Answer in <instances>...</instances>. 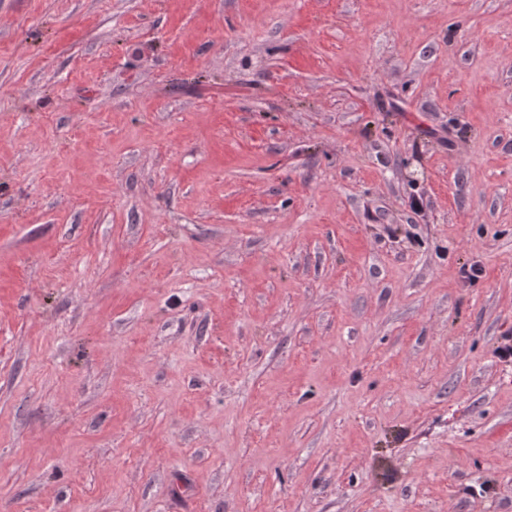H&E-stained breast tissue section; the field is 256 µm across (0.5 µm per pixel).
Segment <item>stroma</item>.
<instances>
[{"instance_id": "1", "label": "stroma", "mask_w": 512, "mask_h": 512, "mask_svg": "<svg viewBox=\"0 0 512 512\" xmlns=\"http://www.w3.org/2000/svg\"><path fill=\"white\" fill-rule=\"evenodd\" d=\"M506 336L512 0H0V512H512Z\"/></svg>"}]
</instances>
